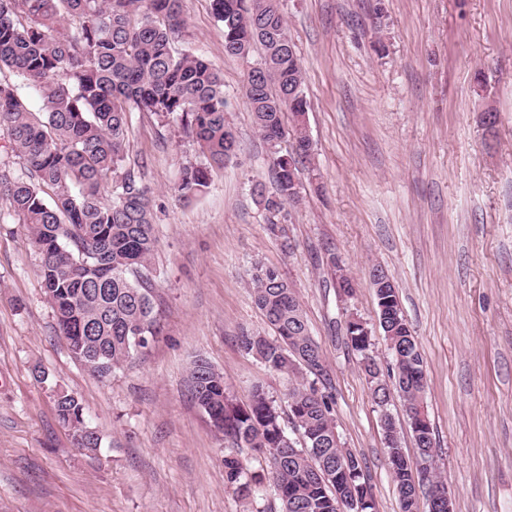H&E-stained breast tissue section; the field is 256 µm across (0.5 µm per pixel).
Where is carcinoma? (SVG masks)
Masks as SVG:
<instances>
[{
  "label": "carcinoma",
  "mask_w": 512,
  "mask_h": 512,
  "mask_svg": "<svg viewBox=\"0 0 512 512\" xmlns=\"http://www.w3.org/2000/svg\"><path fill=\"white\" fill-rule=\"evenodd\" d=\"M224 26L225 54L260 59L248 66L242 90L255 126L276 148L272 167L276 194L265 199L278 211L298 195L299 165L311 143L300 117L308 111L304 72L289 51L288 28L280 0H212ZM185 26L181 0H0V70L7 69L43 98L41 112L28 110L16 84L0 80V134L21 163L14 175L0 169V194L40 256L44 294L54 311L59 335L72 355L99 354L92 374L104 379L128 365L160 334L152 261L157 250L150 190L126 168L129 114L147 112L160 121L178 117L182 129L206 156L208 166L182 169L176 191L184 198L208 186L209 170L236 157L237 141L225 118L222 73L202 56L175 50ZM292 115L285 126V115ZM291 141L281 150L279 141ZM112 185V196L103 197ZM336 284L353 289L336 265ZM256 307L275 339L243 331V347L268 367L294 377L288 388V417L304 447L286 434L280 407L260 387L248 403L230 395L224 376L199 358L189 370L192 395L215 430L224 436V468L229 484L244 497L267 483L281 512H374L363 459L345 454L336 428L335 401L319 343L311 335L292 286L275 267L257 265L251 274ZM387 314L379 323L392 354L388 376L405 403L418 448L411 461L384 415L385 440L400 512H419L412 468L436 455L433 427L423 400V358L410 334L399 300L390 288L375 292ZM346 336L360 357L375 405L390 401L376 387L378 363L365 356L371 337L350 323ZM55 412L78 451L100 453L102 436L84 416L78 396L57 392ZM252 448L266 467L243 479L233 453Z\"/></svg>",
  "instance_id": "cac0c4a2"
}]
</instances>
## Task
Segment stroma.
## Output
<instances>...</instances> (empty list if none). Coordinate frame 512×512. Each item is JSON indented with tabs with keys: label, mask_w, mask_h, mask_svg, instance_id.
I'll return each mask as SVG.
<instances>
[{
	"label": "stroma",
	"mask_w": 512,
	"mask_h": 512,
	"mask_svg": "<svg viewBox=\"0 0 512 512\" xmlns=\"http://www.w3.org/2000/svg\"><path fill=\"white\" fill-rule=\"evenodd\" d=\"M282 10L310 103L315 167L300 171L301 199L267 209L273 174L242 96L246 64L225 56L210 0H183L176 47L222 72L239 150L205 192L182 199L181 169L205 156L178 119L131 113L128 162L153 190L163 332L110 379L58 335L40 257L0 197V512H279L272 487L246 499L227 482L224 439L188 381L203 358L238 402L257 387L284 402L288 375L241 344L246 330L274 336L251 296L258 263L288 279L323 349L337 429L366 463L375 512H399L398 497L345 321L367 323L388 365L376 265L423 357L455 512H512V0H283ZM485 106L499 115L491 132ZM332 253L351 296L326 265ZM59 390L81 398L103 437L99 457L74 449Z\"/></svg>",
	"instance_id": "35a3bbf8"
}]
</instances>
